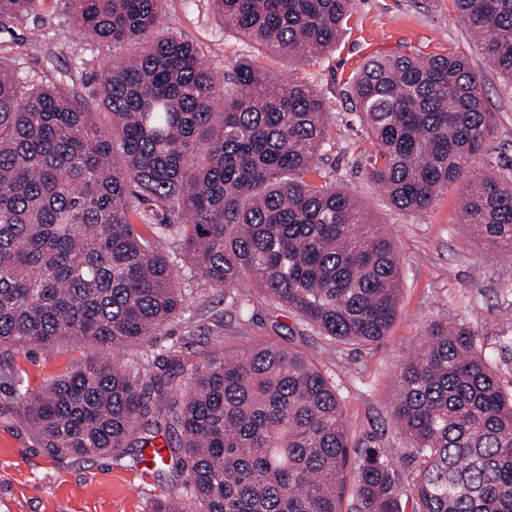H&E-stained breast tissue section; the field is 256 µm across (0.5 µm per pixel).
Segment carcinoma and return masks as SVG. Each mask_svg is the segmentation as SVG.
I'll list each match as a JSON object with an SVG mask.
<instances>
[{
  "label": "carcinoma",
  "mask_w": 512,
  "mask_h": 512,
  "mask_svg": "<svg viewBox=\"0 0 512 512\" xmlns=\"http://www.w3.org/2000/svg\"><path fill=\"white\" fill-rule=\"evenodd\" d=\"M37 0H0V23ZM166 0H61L93 39L74 73L29 81L0 52V348L69 340L120 350L185 309L178 281L224 289L250 323V277L338 345L381 341L402 290L391 238L326 179L329 100L243 59L223 79L178 36ZM512 84V0H452ZM222 24L303 62L336 48L355 0H209ZM112 57L96 83L105 129L75 75ZM374 151L367 179L404 212L426 211L467 176L492 134L482 80L460 56L376 55L348 81ZM461 209L512 252V166L471 182ZM189 392L171 397L176 377ZM51 455L99 457L164 438L182 492L152 512H512V396L468 327L435 322L400 368L393 415L414 472L383 448L350 454L336 389L303 353L257 345L199 363L173 345L148 369L90 359L16 390Z\"/></svg>",
  "instance_id": "1"
}]
</instances>
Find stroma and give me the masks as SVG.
Instances as JSON below:
<instances>
[{
    "label": "stroma",
    "instance_id": "stroma-1",
    "mask_svg": "<svg viewBox=\"0 0 512 512\" xmlns=\"http://www.w3.org/2000/svg\"><path fill=\"white\" fill-rule=\"evenodd\" d=\"M172 29L194 43L216 73L238 59L251 60L280 79L292 78L330 99L331 139L325 169L337 187L355 197L369 219L391 237L402 270V295L395 321L382 342L335 346L294 312L251 288L247 330H240L222 289L202 286L187 299L182 315L152 342L114 353L119 362L152 365L173 344L197 358L214 351L243 352L276 343L306 354L336 387L355 449L393 450L411 471L390 399L399 367L424 338L429 325L448 320L473 330L504 392H512V350L500 347L512 334V255L464 228L460 201L469 182L449 184L424 213L394 209L365 174L371 140L353 114L346 82L374 55L405 53L427 58L455 54L480 73L488 108L497 115L479 172L512 165V85L504 83L478 40L457 18L451 0H357L347 31L330 54L295 64L272 58L239 41L214 16L207 0H167ZM42 25L45 39L30 44L28 31ZM90 37L74 31L57 0H41L38 21L0 28V50L11 53L24 75L48 82L86 55ZM102 349L77 343L54 351L0 352V512H151L155 498L178 492L181 480L160 463H134L133 449L95 458L50 455L26 421L15 389L37 390L70 372Z\"/></svg>",
    "mask_w": 512,
    "mask_h": 512
}]
</instances>
